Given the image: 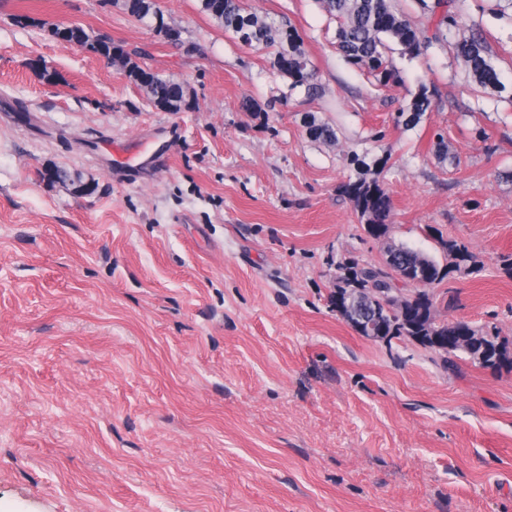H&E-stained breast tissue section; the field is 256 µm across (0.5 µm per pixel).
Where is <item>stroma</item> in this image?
I'll use <instances>...</instances> for the list:
<instances>
[{
	"label": "stroma",
	"mask_w": 512,
	"mask_h": 512,
	"mask_svg": "<svg viewBox=\"0 0 512 512\" xmlns=\"http://www.w3.org/2000/svg\"><path fill=\"white\" fill-rule=\"evenodd\" d=\"M244 2L298 30L319 95L197 0H156L176 41L117 0H0V512H512V371L366 339L329 302L338 263L383 261L339 190L352 155L382 159L391 238L442 264L455 239L482 265L436 288L440 317L512 340V0H453L461 30L394 48L402 80L380 91L319 0ZM44 22L137 51L190 108L151 107ZM464 31L504 93L470 79ZM134 139L150 163L98 151ZM53 167L91 191L40 179Z\"/></svg>",
	"instance_id": "35a3bbf8"
}]
</instances>
